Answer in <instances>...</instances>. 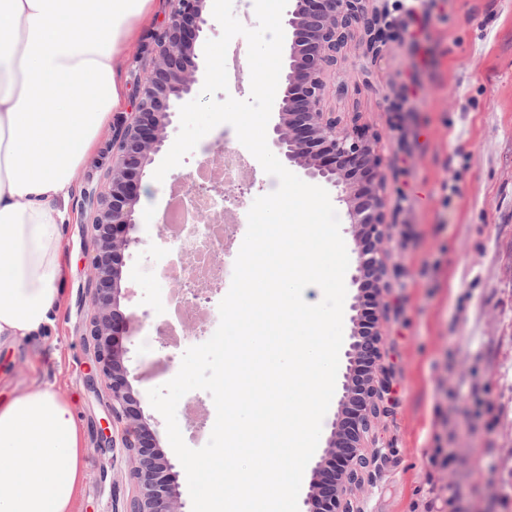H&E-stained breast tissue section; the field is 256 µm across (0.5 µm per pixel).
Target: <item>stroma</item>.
Wrapping results in <instances>:
<instances>
[{"label": "stroma", "instance_id": "35a3bbf8", "mask_svg": "<svg viewBox=\"0 0 512 512\" xmlns=\"http://www.w3.org/2000/svg\"><path fill=\"white\" fill-rule=\"evenodd\" d=\"M388 38L366 52L356 32L336 67L332 111L376 135L386 176L389 288L380 312L389 408L372 418L356 512H512V0H373ZM225 125L156 182L140 183L124 252L120 310L128 380L156 444L173 456L147 392L173 378L195 341L167 343L175 300L164 269L177 261L159 233L178 178L207 164ZM111 133L75 172L61 226L62 305L35 336L0 348V402L35 387L67 399L82 430L84 478L73 512H126L136 494L106 391L90 388L84 343L94 251L84 187L106 188ZM185 443L209 440L216 409L193 390L176 411ZM454 496H447L445 486Z\"/></svg>", "mask_w": 512, "mask_h": 512}]
</instances>
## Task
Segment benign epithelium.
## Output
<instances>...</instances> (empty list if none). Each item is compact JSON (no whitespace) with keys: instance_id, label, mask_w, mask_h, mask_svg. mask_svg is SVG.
Masks as SVG:
<instances>
[{"instance_id":"benign-epithelium-1","label":"benign epithelium","mask_w":512,"mask_h":512,"mask_svg":"<svg viewBox=\"0 0 512 512\" xmlns=\"http://www.w3.org/2000/svg\"><path fill=\"white\" fill-rule=\"evenodd\" d=\"M167 22L152 35L147 47L150 67L137 78L134 111L112 122V169L105 192L84 191L82 211L95 246L88 287L93 289L92 314L87 335L93 340L95 374L110 391L112 416L123 424L121 438L133 467L130 477L137 495L127 512H181L182 503L173 484V468L165 454L155 450L154 436L144 421L128 381L120 336L128 318L118 310L122 251L130 244L127 231L134 227L139 183L145 167L167 141V128L181 104L196 94L199 64L195 44L207 25L206 0H169ZM285 21L291 33L286 66L280 77L278 122L272 129V146L285 164L296 165L313 179L337 190L346 205L355 241V267L351 281L360 289L372 285L376 308H381L388 288L384 262L385 173L376 151L378 138L356 126L344 124L328 110L330 93H344V85L328 83L340 55L354 32L361 28L372 51L386 41L382 15L369 11L370 0H292ZM184 207L195 225L219 224L220 205L229 197L228 183L217 178L193 191L183 189ZM204 196L213 201L205 206ZM208 279L197 273L173 281V291L203 295ZM353 328L343 372L342 394L334 428L349 417L353 427L344 455L336 454V433H331L324 456L313 469L305 499L308 512H354L347 499L361 483L357 468L364 467L363 439L370 417L379 410L388 384L379 368L382 334L379 318L369 327L352 319ZM103 442L114 445L112 435Z\"/></svg>"}]
</instances>
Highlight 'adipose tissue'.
Masks as SVG:
<instances>
[{"label":"adipose tissue","mask_w":512,"mask_h":512,"mask_svg":"<svg viewBox=\"0 0 512 512\" xmlns=\"http://www.w3.org/2000/svg\"><path fill=\"white\" fill-rule=\"evenodd\" d=\"M0 346L61 303L60 224L75 169L126 105L120 65L153 0H0ZM82 437L37 388L0 405V512H72Z\"/></svg>","instance_id":"1"}]
</instances>
